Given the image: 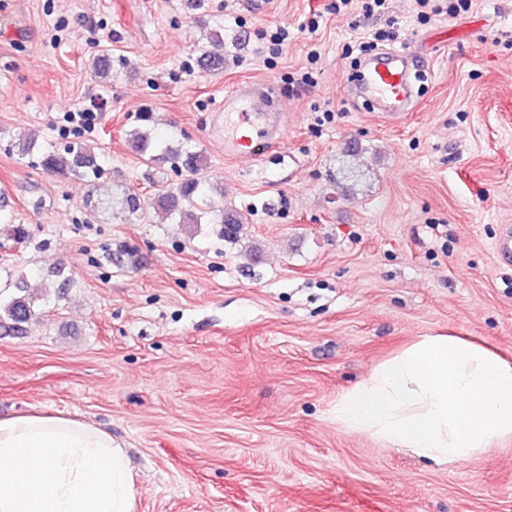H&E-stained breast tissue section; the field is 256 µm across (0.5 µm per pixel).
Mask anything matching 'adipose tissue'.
<instances>
[{
  "instance_id": "adipose-tissue-1",
  "label": "adipose tissue",
  "mask_w": 512,
  "mask_h": 512,
  "mask_svg": "<svg viewBox=\"0 0 512 512\" xmlns=\"http://www.w3.org/2000/svg\"><path fill=\"white\" fill-rule=\"evenodd\" d=\"M134 501L108 431L40 412L0 419V512H133Z\"/></svg>"
}]
</instances>
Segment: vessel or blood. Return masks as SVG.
I'll return each mask as SVG.
<instances>
[{
    "instance_id": "1",
    "label": "vessel or blood",
    "mask_w": 512,
    "mask_h": 512,
    "mask_svg": "<svg viewBox=\"0 0 512 512\" xmlns=\"http://www.w3.org/2000/svg\"><path fill=\"white\" fill-rule=\"evenodd\" d=\"M420 69V54L415 48L377 50L362 67L356 93L377 101L385 117L403 118L417 105L418 96L411 76ZM268 103L266 96L256 94L249 85L225 96L224 148L227 152L257 158L279 144V128Z\"/></svg>"
}]
</instances>
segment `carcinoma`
<instances>
[{
    "instance_id": "obj_1",
    "label": "carcinoma",
    "mask_w": 512,
    "mask_h": 512,
    "mask_svg": "<svg viewBox=\"0 0 512 512\" xmlns=\"http://www.w3.org/2000/svg\"><path fill=\"white\" fill-rule=\"evenodd\" d=\"M197 61L204 70L224 68V56L211 52L203 45L197 48ZM127 142L146 164L167 165L173 172L188 173L176 186L155 193L150 198L149 206L164 211L174 224H215L224 241H238L246 217L241 211L211 199L214 186L200 174L204 158L194 145L187 141L162 138L140 128L127 132ZM7 151H14L19 159H27L32 165L39 164L62 176L89 178L97 183L96 196L89 200L93 212L116 211L129 217L144 209L140 196L134 190L127 188L121 195L114 196L105 188L102 183L103 169L91 148L81 142L72 141L60 149L48 141L39 143L26 139L10 143ZM355 157V150L349 144L338 154V170L346 179L358 177V171L351 163ZM34 315V301L27 294L25 274L13 272L0 279V329L19 331Z\"/></svg>"
}]
</instances>
